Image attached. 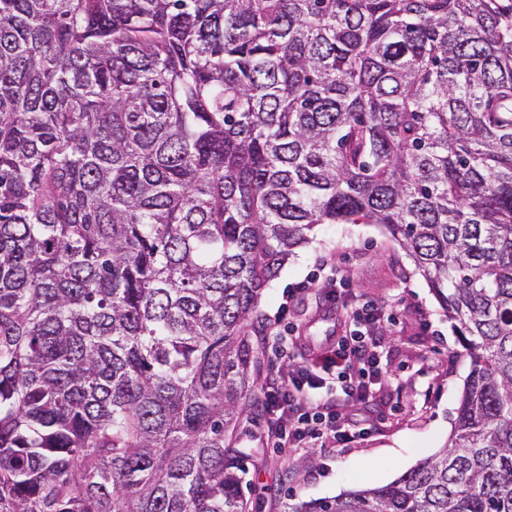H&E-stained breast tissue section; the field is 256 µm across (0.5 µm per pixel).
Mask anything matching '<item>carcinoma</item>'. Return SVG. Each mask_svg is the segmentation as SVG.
<instances>
[{
  "instance_id": "obj_1",
  "label": "carcinoma",
  "mask_w": 512,
  "mask_h": 512,
  "mask_svg": "<svg viewBox=\"0 0 512 512\" xmlns=\"http://www.w3.org/2000/svg\"><path fill=\"white\" fill-rule=\"evenodd\" d=\"M358 223L471 371L442 452L292 512H512V7L0 0V512H246L262 291Z\"/></svg>"
}]
</instances>
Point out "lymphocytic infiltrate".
Instances as JSON below:
<instances>
[{
    "label": "lymphocytic infiltrate",
    "mask_w": 512,
    "mask_h": 512,
    "mask_svg": "<svg viewBox=\"0 0 512 512\" xmlns=\"http://www.w3.org/2000/svg\"><path fill=\"white\" fill-rule=\"evenodd\" d=\"M347 329L314 365L298 361L294 341L280 323L267 329L268 343L277 357L292 361L270 378L264 409L273 422L267 442L280 451L310 448L325 443L350 446L365 438L364 422L345 420L343 403L368 401L379 376L376 333L395 316L371 303L345 304Z\"/></svg>",
    "instance_id": "obj_1"
}]
</instances>
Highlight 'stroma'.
Instances as JSON below:
<instances>
[{
    "mask_svg": "<svg viewBox=\"0 0 512 512\" xmlns=\"http://www.w3.org/2000/svg\"><path fill=\"white\" fill-rule=\"evenodd\" d=\"M328 265L337 269L342 300L390 306L396 316L395 324L377 332L386 372L373 401H353L343 411L371 431L350 448H301L285 456L262 447L268 417L253 409L233 436L248 512H289L305 501L386 485L441 451L454 431L470 358L412 259L375 224L319 225L263 290L250 328L256 401H263L269 377L283 365L265 339L269 320L286 313L307 348L342 335L338 314L319 292Z\"/></svg>",
    "mask_w": 512,
    "mask_h": 512,
    "instance_id": "obj_1",
    "label": "stroma"
}]
</instances>
